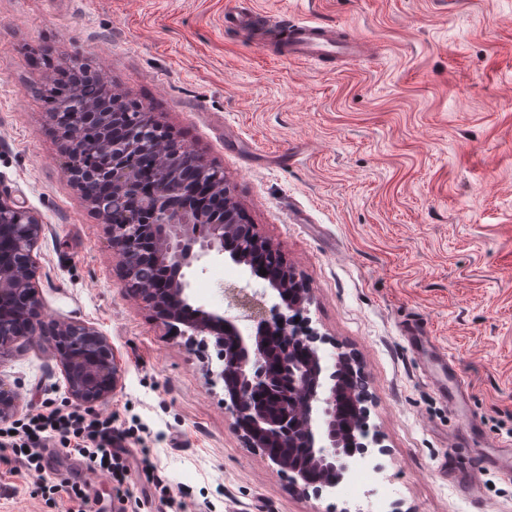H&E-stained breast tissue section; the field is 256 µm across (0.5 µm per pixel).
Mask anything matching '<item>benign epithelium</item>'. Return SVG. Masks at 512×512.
Returning a JSON list of instances; mask_svg holds the SVG:
<instances>
[{
	"instance_id": "benign-epithelium-1",
	"label": "benign epithelium",
	"mask_w": 512,
	"mask_h": 512,
	"mask_svg": "<svg viewBox=\"0 0 512 512\" xmlns=\"http://www.w3.org/2000/svg\"><path fill=\"white\" fill-rule=\"evenodd\" d=\"M49 116L71 184L78 188L95 181L112 192L110 206L90 198L86 203L107 226L125 288L173 335L186 339L188 348L206 363L211 385L234 380L229 410L247 446L261 453L277 449L273 464L286 467L289 449L303 444L309 448L310 464L331 475L325 487L336 488L354 448L365 453L379 440L368 434L353 445L336 433V372L323 377L320 345L325 339L305 317L311 289L304 284L284 289L283 278L296 279L285 260L260 274L264 266L253 257L276 249L253 225L236 223L234 211L204 212L192 205L193 185L199 181L223 188L224 198L231 199L224 170L175 140L150 112L133 119L127 112H94L59 93L57 111ZM101 147L108 150L109 163L81 169V156ZM146 153L162 156L148 193L142 191L137 174ZM130 198L138 200V207L131 212L120 209ZM41 230L36 212L0 196V305L12 308L0 315V360L33 341H48L70 398L93 408L112 393L117 362L111 344L95 328L42 313L34 256ZM212 253L227 255L268 284L260 300L241 288H225L232 303L248 310L241 325L197 303L190 283L182 278L167 288L142 278L140 262L147 254L180 271ZM269 336H281L286 344L272 351L266 346ZM211 346L215 362L207 356ZM346 395L361 411L360 423L369 428L368 392L352 388ZM19 401V393L0 382L1 422L15 416Z\"/></svg>"
}]
</instances>
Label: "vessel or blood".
I'll return each mask as SVG.
<instances>
[{"label": "vessel or blood", "instance_id": "1", "mask_svg": "<svg viewBox=\"0 0 512 512\" xmlns=\"http://www.w3.org/2000/svg\"><path fill=\"white\" fill-rule=\"evenodd\" d=\"M284 48L289 58L322 64L328 61H354L361 56L365 44L359 36L342 33L318 23L291 21Z\"/></svg>", "mask_w": 512, "mask_h": 512}]
</instances>
